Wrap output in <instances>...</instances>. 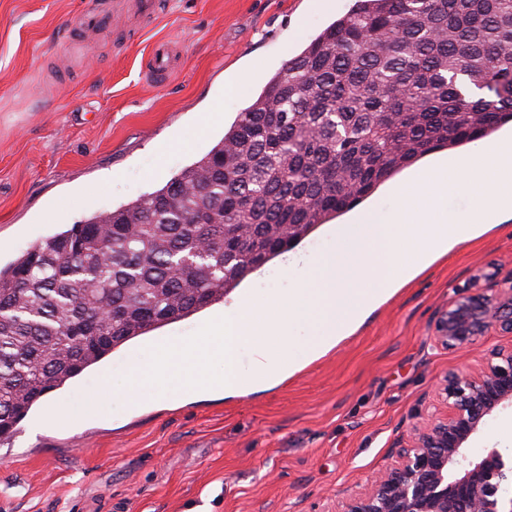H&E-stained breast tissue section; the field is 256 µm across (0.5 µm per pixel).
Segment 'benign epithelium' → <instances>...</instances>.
Here are the masks:
<instances>
[{
    "instance_id": "benign-epithelium-1",
    "label": "benign epithelium",
    "mask_w": 512,
    "mask_h": 512,
    "mask_svg": "<svg viewBox=\"0 0 512 512\" xmlns=\"http://www.w3.org/2000/svg\"><path fill=\"white\" fill-rule=\"evenodd\" d=\"M512 335V287L481 289L450 302L436 317V344L466 351L489 332ZM434 412L398 443L393 463L334 512H512V452L470 441L496 411L512 407V347L494 348L486 363L445 376Z\"/></svg>"
}]
</instances>
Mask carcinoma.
I'll use <instances>...</instances> for the list:
<instances>
[{"label":"carcinoma","mask_w":512,"mask_h":512,"mask_svg":"<svg viewBox=\"0 0 512 512\" xmlns=\"http://www.w3.org/2000/svg\"><path fill=\"white\" fill-rule=\"evenodd\" d=\"M512 123V0H356L204 157L0 268V438L439 149Z\"/></svg>","instance_id":"cac0c4a2"}]
</instances>
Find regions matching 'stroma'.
Instances as JSON below:
<instances>
[{"label": "stroma", "mask_w": 512, "mask_h": 512, "mask_svg": "<svg viewBox=\"0 0 512 512\" xmlns=\"http://www.w3.org/2000/svg\"><path fill=\"white\" fill-rule=\"evenodd\" d=\"M100 0H0V268L40 240L162 188L208 153L268 80L354 0H170L166 14L115 18L92 40ZM169 43L173 69L142 65ZM244 81L229 91L224 77ZM224 109L208 124L213 107ZM512 273V215L448 254L350 338L275 389L225 399L168 390L138 409L99 402L101 371L123 375L148 343L193 335L213 306L165 324L40 400L0 438V512H330L391 462L393 443L433 409L468 351L431 324L460 294ZM98 416H89L91 404ZM172 48L165 43L155 46L145 65V81L150 85L162 83L172 69Z\"/></svg>", "instance_id": "stroma-1"}]
</instances>
